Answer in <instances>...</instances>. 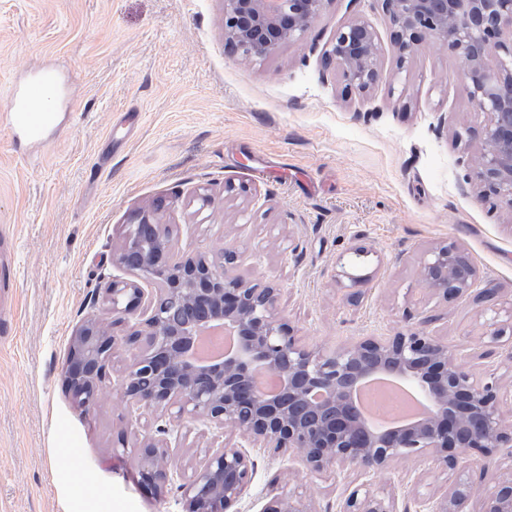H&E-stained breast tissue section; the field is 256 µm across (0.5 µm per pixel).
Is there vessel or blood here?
<instances>
[{
    "instance_id": "vessel-or-blood-1",
    "label": "vessel or blood",
    "mask_w": 512,
    "mask_h": 512,
    "mask_svg": "<svg viewBox=\"0 0 512 512\" xmlns=\"http://www.w3.org/2000/svg\"><path fill=\"white\" fill-rule=\"evenodd\" d=\"M63 98L59 72L47 65L37 66L28 73L26 81L12 85L9 109L0 114V125L32 140H43L56 127L55 107Z\"/></svg>"
}]
</instances>
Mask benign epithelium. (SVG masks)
Segmentation results:
<instances>
[{"label":"benign epithelium","mask_w":512,"mask_h":512,"mask_svg":"<svg viewBox=\"0 0 512 512\" xmlns=\"http://www.w3.org/2000/svg\"><path fill=\"white\" fill-rule=\"evenodd\" d=\"M330 0H224V40L245 59H264L298 41ZM392 27L399 67L424 38L448 48L463 64L481 122V150L466 181L480 195L512 213V0H378ZM380 44L362 20L336 32L324 57L342 71L347 88L364 94L378 82ZM136 252L139 264L126 257ZM237 252L200 253L179 259L162 237L141 250L126 227L112 264L132 280L105 288L109 322L86 320L69 349L64 376L77 404L94 408L107 387L106 369L117 345L114 328L139 313L124 345L135 350L121 389L140 409L172 420L202 421L216 430L232 424L243 438L265 448L288 450L309 474L355 468L365 476L389 470L400 457H427L445 469H468L477 452L483 466L498 463L497 450L512 447L504 425L500 386L494 375L481 380L458 354L423 328L408 326L392 336H361L333 352L308 347L289 325L280 289L236 273ZM429 291L446 301L469 296L481 309L495 299L477 288L479 272L453 242L432 246L421 262ZM151 285L152 289L145 288ZM176 304L198 309L197 322H175ZM222 326L236 339L223 358L201 361L194 347L202 328ZM281 380L273 395L253 384L258 372ZM406 385L429 416L398 427L374 428L356 406L359 388L376 377ZM139 482L160 491L171 480L169 446L145 437L136 448ZM254 462L235 443H222L183 479L188 512H230L251 482ZM480 512H512V471L493 489L461 480L425 504L427 512H464L471 498ZM262 512H312L307 500L272 496ZM341 512H397L389 497L355 487Z\"/></svg>","instance_id":"7a95c632"}]
</instances>
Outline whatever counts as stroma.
<instances>
[{
    "mask_svg": "<svg viewBox=\"0 0 512 512\" xmlns=\"http://www.w3.org/2000/svg\"><path fill=\"white\" fill-rule=\"evenodd\" d=\"M376 32L380 79L364 95L325 65L344 24ZM45 62L64 75L44 146L0 125V231L15 263L0 312V512H186L177 484L137 482L134 446L162 420L131 407L117 351L96 409L64 383L72 337L103 312L104 290L128 278L112 252L131 215L153 208L177 256L233 247L240 274L281 290L298 336L331 352L356 336H390L405 311L477 375L502 383L512 422V363L487 343L490 316L469 298L444 301L420 280L421 259L461 245L512 317V215L466 182L479 118L457 57L423 42L399 68L376 0H329L300 40L247 62L224 46V0H0V113L11 81ZM211 204H204V197ZM369 256L351 282L339 266ZM169 450L177 476L213 444L199 422ZM240 512H262L293 490L313 512H340L363 480L352 470L309 475L288 451L253 448ZM431 460L400 459L370 478L398 512L455 485Z\"/></svg>",
    "mask_w": 512,
    "mask_h": 512,
    "instance_id": "35a3bbf8",
    "label": "stroma"
}]
</instances>
